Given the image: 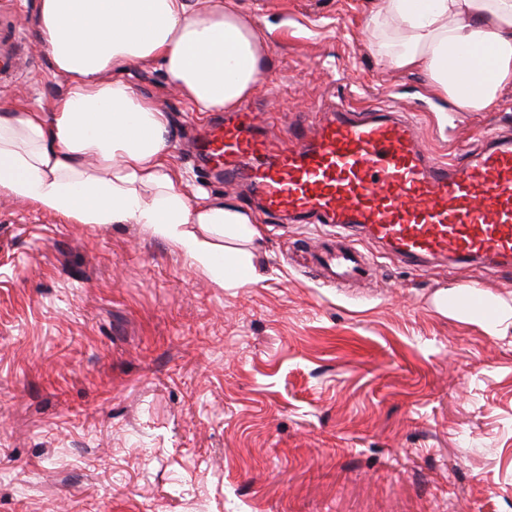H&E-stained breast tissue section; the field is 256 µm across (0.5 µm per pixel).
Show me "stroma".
Wrapping results in <instances>:
<instances>
[{
    "label": "stroma",
    "mask_w": 512,
    "mask_h": 512,
    "mask_svg": "<svg viewBox=\"0 0 512 512\" xmlns=\"http://www.w3.org/2000/svg\"><path fill=\"white\" fill-rule=\"evenodd\" d=\"M265 32L246 107L271 133L322 104L393 106L443 160L512 126L380 62L366 0H244ZM13 0L30 67L0 103L48 107L63 83ZM123 78L169 112L189 192L206 177L192 111L156 68ZM256 278L221 286L144 224H74L0 194V512H512V323L489 333L442 298L475 282L512 306V271L409 268L367 241L368 286L324 284L329 227L258 216Z\"/></svg>",
    "instance_id": "stroma-1"
}]
</instances>
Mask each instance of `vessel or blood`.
Returning a JSON list of instances; mask_svg holds the SVG:
<instances>
[{"label":"vessel or blood","instance_id":"b4317fda","mask_svg":"<svg viewBox=\"0 0 512 512\" xmlns=\"http://www.w3.org/2000/svg\"><path fill=\"white\" fill-rule=\"evenodd\" d=\"M15 22L0 23V72L15 63ZM262 114L237 113L204 140L200 162L246 184L263 211L342 233L323 258L328 277L370 278L351 233L411 267L445 257L458 267L512 266V138L490 131L484 149L431 159L417 121L388 109L332 106L287 137Z\"/></svg>","mask_w":512,"mask_h":512}]
</instances>
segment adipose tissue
<instances>
[{
  "label": "adipose tissue",
  "instance_id": "ef3b65f1",
  "mask_svg": "<svg viewBox=\"0 0 512 512\" xmlns=\"http://www.w3.org/2000/svg\"><path fill=\"white\" fill-rule=\"evenodd\" d=\"M64 80L50 109H0V193L76 224H146L223 286L218 240L253 242L251 211L191 201L170 160L168 112L120 78L159 68L192 110L237 108L259 86L264 32L239 0H38L33 19ZM381 60L426 74L431 92L481 112L512 86V0H380L365 16Z\"/></svg>",
  "mask_w": 512,
  "mask_h": 512
}]
</instances>
